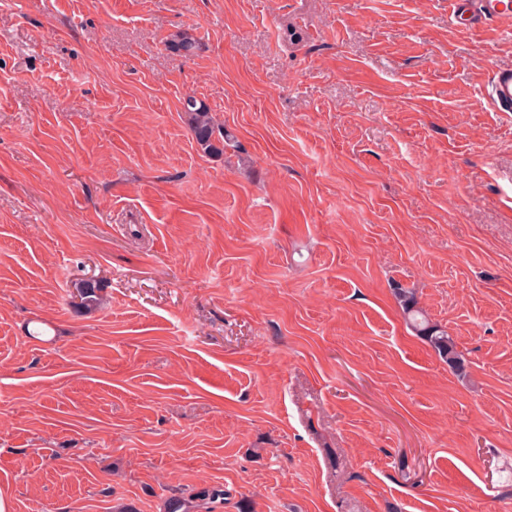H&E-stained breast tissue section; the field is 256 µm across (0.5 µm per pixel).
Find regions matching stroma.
<instances>
[{
    "mask_svg": "<svg viewBox=\"0 0 512 512\" xmlns=\"http://www.w3.org/2000/svg\"><path fill=\"white\" fill-rule=\"evenodd\" d=\"M505 67L448 0L0 10L10 512H512V112L479 95ZM189 94L237 156L197 147ZM166 46L171 52L188 59L195 56L199 49L197 40L186 32L172 34L167 39ZM103 286L95 280H83L76 287L79 297L78 304L75 305V312L88 314L97 309L102 301ZM394 290L410 326L429 343L439 357L448 363V366L460 368L461 358L448 330L430 323L425 312L417 306L413 291L401 287H396ZM218 505H224V489L218 486L190 489L169 499L167 512H214Z\"/></svg>",
    "mask_w": 512,
    "mask_h": 512,
    "instance_id": "stroma-1",
    "label": "stroma"
}]
</instances>
